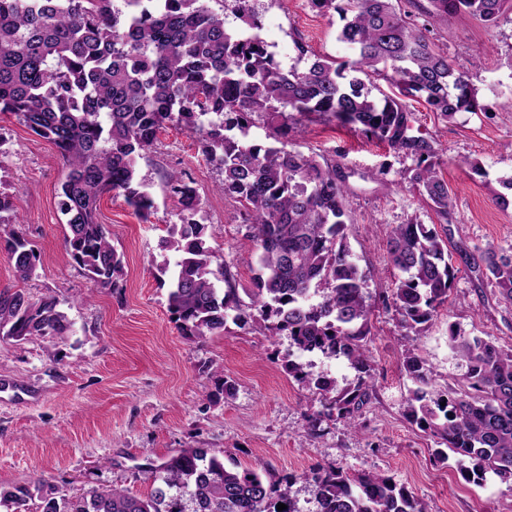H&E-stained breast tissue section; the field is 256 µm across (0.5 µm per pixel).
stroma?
Returning a JSON list of instances; mask_svg holds the SVG:
<instances>
[{
  "instance_id": "35a3bbf8",
  "label": "stroma",
  "mask_w": 512,
  "mask_h": 512,
  "mask_svg": "<svg viewBox=\"0 0 512 512\" xmlns=\"http://www.w3.org/2000/svg\"><path fill=\"white\" fill-rule=\"evenodd\" d=\"M254 7L283 66L305 67L299 41L321 57L351 58L338 39V14L320 16L308 0H254ZM408 10L466 66L482 109L443 118L424 102L411 104L412 133L432 141L437 168L454 191L447 226L408 179L414 155L324 121L303 122L289 133V148L336 164L353 220L349 243L370 274L373 395L355 423L327 420L316 435L306 417L320 411L321 394L289 374L286 362L295 358L312 377L343 390L357 382L346 359L293 351L287 333L271 335L259 319L227 322L216 335L187 336L169 311L159 269L175 255L161 240L182 215L168 174L195 187L198 218L214 251L211 268L224 272L242 301H249L259 267L243 208L225 196L223 176L203 159L196 136L167 126L140 160L138 175L156 203L148 219L123 197L101 198L102 220L124 262L123 286L112 290L92 287L67 254L60 210L65 170L56 148L14 115L0 114V192L12 201L0 217L39 256L34 275L21 282L1 249L0 290L20 288L35 299L55 294L72 323L64 336L22 343L0 337V487L41 477L69 496L115 487L145 497L155 488L145 466L185 448H205L225 463L265 471L277 488H290L302 512L316 509L303 475L317 465L390 477L426 512H512L511 481L490 474L482 485L469 484L456 460L434 461V437L405 417L415 384L401 369L407 352L418 353L435 396L462 384L449 329L512 348V304L477 269L480 248L512 256V209L500 210L490 193L499 178L512 176V14L490 30L466 15L429 21L417 0ZM471 160L481 163L486 178L470 171ZM413 217L447 233L455 279L447 304L408 334L392 306L397 272L386 241L393 226Z\"/></svg>"
}]
</instances>
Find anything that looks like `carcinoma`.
I'll return each mask as SVG.
<instances>
[{"label":"carcinoma","mask_w":512,"mask_h":512,"mask_svg":"<svg viewBox=\"0 0 512 512\" xmlns=\"http://www.w3.org/2000/svg\"><path fill=\"white\" fill-rule=\"evenodd\" d=\"M0 0V112H9L57 148L67 172L61 184L67 251L95 288H118L122 256L100 217V198L124 197L141 217L154 198L138 179V160L161 129L172 123L198 135L206 161L223 175L224 195L244 208L248 240L258 252L251 303L243 309L232 285L211 269L207 225L196 220L197 192L171 174L182 224L163 240L173 265L161 268L169 310L179 330L203 337L224 331L247 310L307 353L345 358L358 382L335 392L334 382L309 378L299 363L288 372L314 381L326 395L324 411L308 419L352 421L373 393L366 356L371 335L367 274L348 238L350 217L336 165L286 148L288 129L312 116L359 130L417 159L409 182L439 220L449 221L453 192L436 169L432 144L410 134L406 100L421 99L443 117L483 110L464 68L448 58L399 6L401 0H310L342 21L338 39L350 60L314 57L304 68H283L261 36L252 0H232L241 25L230 28L209 0ZM433 18L468 15L488 28L512 13V0H428ZM376 76L390 92L372 95L364 78ZM260 120L266 144L248 140ZM492 191L501 209L512 207V176ZM390 262L401 273L394 304L407 330L427 323L448 302L455 278L448 241L435 227L410 219L391 231ZM15 276L26 281L39 256L15 232L4 239ZM482 277L512 302V258L488 247L480 254ZM327 294L315 299L319 287ZM59 299H31L23 290L0 291V335L16 342L62 336L72 323ZM465 367L464 388L436 398L424 361L409 352L402 368L417 384L408 399L411 422L436 438V461L458 457L460 476L481 484L488 474L512 479V349L479 336H448ZM145 471L161 482L146 497L118 489L63 496L43 479L0 488L8 512H301L297 501L255 470L228 468L204 448H186ZM322 512H425L403 486L374 473L315 468L302 476ZM283 503L286 509L279 511Z\"/></svg>","instance_id":"cac0c4a2"}]
</instances>
